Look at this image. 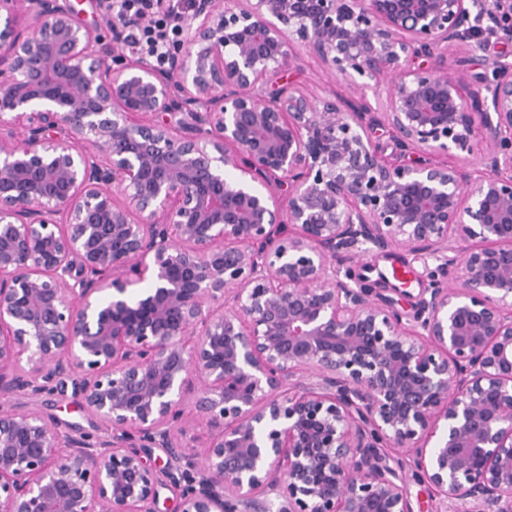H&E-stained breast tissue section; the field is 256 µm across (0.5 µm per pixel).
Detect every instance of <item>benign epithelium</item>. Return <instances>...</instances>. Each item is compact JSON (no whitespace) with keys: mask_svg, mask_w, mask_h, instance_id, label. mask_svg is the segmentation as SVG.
Here are the masks:
<instances>
[{"mask_svg":"<svg viewBox=\"0 0 512 512\" xmlns=\"http://www.w3.org/2000/svg\"><path fill=\"white\" fill-rule=\"evenodd\" d=\"M193 10L159 70L0 0V399L112 431L1 405L0 512H512V62L473 69L512 0ZM300 49L355 97L282 84ZM396 249L411 315L353 269ZM393 262L402 263L410 267L414 272V279L407 287L411 295L403 299V303L409 309V305L414 303L418 297L420 292L419 288H425L427 284V271L423 257L396 250L389 255H368L359 259V264H367L373 267V271L367 273V275L371 280L378 281L381 284L380 288H395L393 285L401 287V283L391 277V264ZM44 399V398H43ZM38 402L40 407L49 416L58 420L59 429L64 434H69L78 438L82 434H91L93 436L106 437L107 431L103 426L92 420L80 407L79 399L74 398L72 389L69 387L65 396L55 398V401L48 403L46 401Z\"/></svg>","mask_w":512,"mask_h":512,"instance_id":"1","label":"benign epithelium"}]
</instances>
